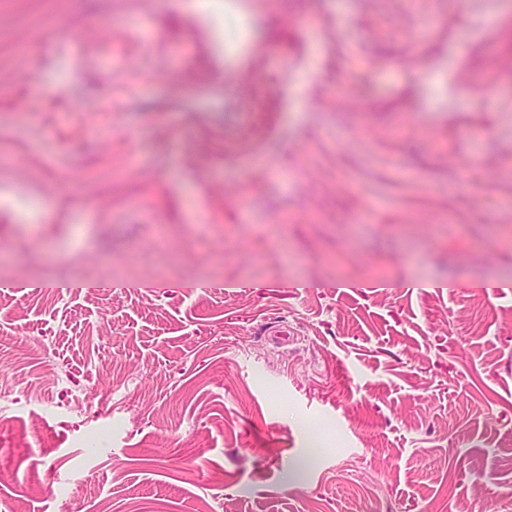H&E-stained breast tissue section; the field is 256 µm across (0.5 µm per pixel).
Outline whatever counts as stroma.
Masks as SVG:
<instances>
[{
	"mask_svg": "<svg viewBox=\"0 0 512 512\" xmlns=\"http://www.w3.org/2000/svg\"><path fill=\"white\" fill-rule=\"evenodd\" d=\"M510 58L512 0H0V512H512Z\"/></svg>",
	"mask_w": 512,
	"mask_h": 512,
	"instance_id": "1",
	"label": "stroma"
}]
</instances>
